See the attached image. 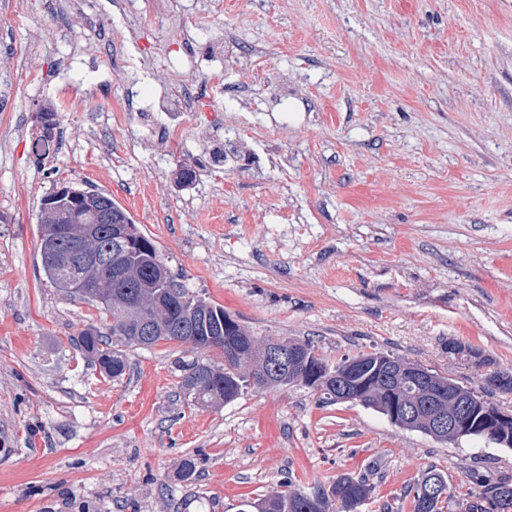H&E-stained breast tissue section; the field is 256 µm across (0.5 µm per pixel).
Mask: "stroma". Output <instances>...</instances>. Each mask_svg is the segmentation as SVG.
Returning <instances> with one entry per match:
<instances>
[{
	"mask_svg": "<svg viewBox=\"0 0 512 512\" xmlns=\"http://www.w3.org/2000/svg\"><path fill=\"white\" fill-rule=\"evenodd\" d=\"M4 79L0 512H242L363 473V512H411L431 467L442 512H466L471 466L512 478V449L306 386L194 405L179 365L218 348L128 347L107 376L78 337L109 317L40 256L45 197L103 191L257 339L383 351L481 391L512 373V0H0ZM44 108L59 145L39 162ZM431 482H438L447 485V495L441 498V494H438L433 499L428 500L425 495V491L428 484ZM413 499H412V512H442V504L448 501V494L450 488L448 487V480L443 473L436 469H429L424 472L420 478L413 484Z\"/></svg>",
	"mask_w": 512,
	"mask_h": 512,
	"instance_id": "obj_1",
	"label": "stroma"
}]
</instances>
